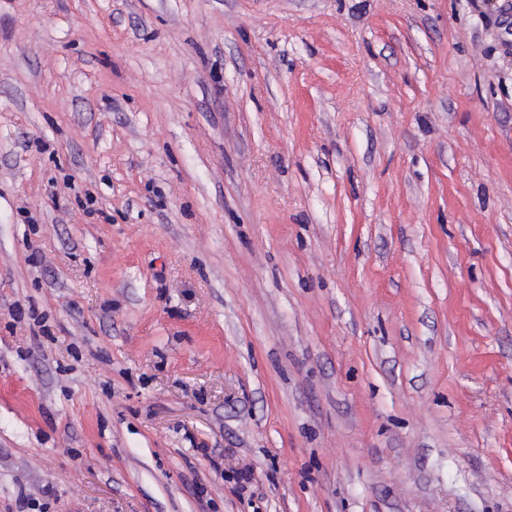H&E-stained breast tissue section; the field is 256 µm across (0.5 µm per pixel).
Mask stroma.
I'll return each mask as SVG.
<instances>
[{
    "mask_svg": "<svg viewBox=\"0 0 512 512\" xmlns=\"http://www.w3.org/2000/svg\"><path fill=\"white\" fill-rule=\"evenodd\" d=\"M0 512H512V0H0Z\"/></svg>",
    "mask_w": 512,
    "mask_h": 512,
    "instance_id": "35a3bbf8",
    "label": "stroma"
}]
</instances>
